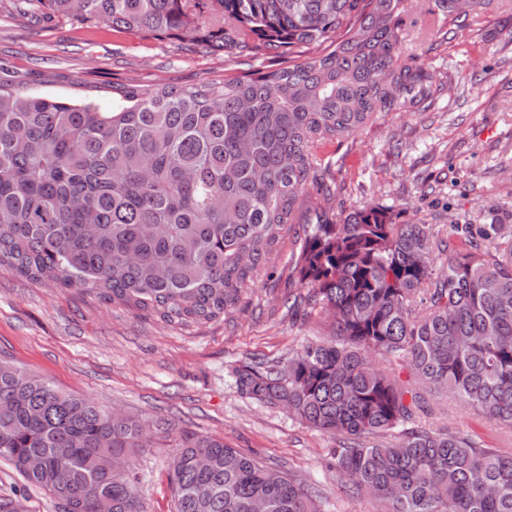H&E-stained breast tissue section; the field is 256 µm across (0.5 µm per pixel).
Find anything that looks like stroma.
I'll return each mask as SVG.
<instances>
[{
	"label": "stroma",
	"instance_id": "stroma-1",
	"mask_svg": "<svg viewBox=\"0 0 512 512\" xmlns=\"http://www.w3.org/2000/svg\"><path fill=\"white\" fill-rule=\"evenodd\" d=\"M405 53L435 74L452 72L427 112L393 111L328 145L322 168L333 179L336 208L389 209L399 224H474L495 212L512 233V0H485L458 30L433 0H404ZM0 65L30 88L70 103L106 107L112 89L191 87L248 70L271 69L265 57L211 54L175 40L116 32L107 24L23 18L0 0ZM402 149H395V142ZM313 201L302 198L299 222L280 244L276 274L249 290L233 322L193 328L159 315L113 306L0 271V357L55 387L177 432L208 434L299 480L322 479L324 512H375L322 476L333 439L241 398L230 372L240 361H277L302 342L325 337L331 321L285 302L288 259ZM429 427L479 435L512 448V429L477 415L453 398L432 403ZM174 450L146 448L134 458L147 512H174L169 462ZM24 495L28 512H60L44 490L26 485L0 457V497Z\"/></svg>",
	"mask_w": 512,
	"mask_h": 512
}]
</instances>
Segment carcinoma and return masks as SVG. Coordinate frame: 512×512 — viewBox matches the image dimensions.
<instances>
[{"mask_svg":"<svg viewBox=\"0 0 512 512\" xmlns=\"http://www.w3.org/2000/svg\"><path fill=\"white\" fill-rule=\"evenodd\" d=\"M23 15L106 22L210 53L317 56L192 88L117 87L101 109L0 66V268L189 327L232 314L323 202L288 278L328 337L231 371L238 393L336 440L325 475L379 512H512V451L421 424L450 395L512 428V238L498 224L336 215L319 149L379 112H426L451 80L402 59L401 0H12ZM440 264H435V260ZM0 359V455L62 512H146L132 458L176 448L175 512H321L319 482L224 439L172 438ZM123 469L114 483L110 471Z\"/></svg>","mask_w":512,"mask_h":512,"instance_id":"obj_1","label":"carcinoma"}]
</instances>
